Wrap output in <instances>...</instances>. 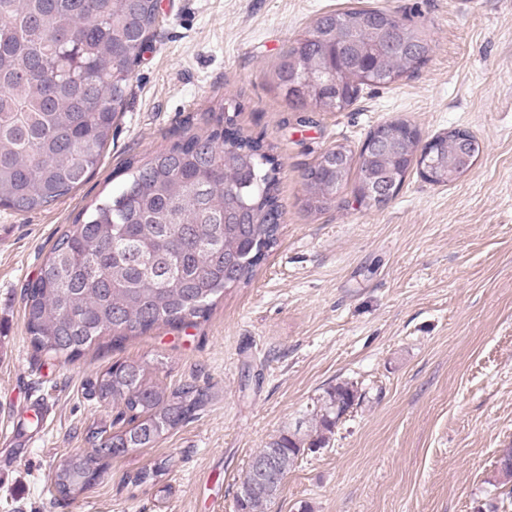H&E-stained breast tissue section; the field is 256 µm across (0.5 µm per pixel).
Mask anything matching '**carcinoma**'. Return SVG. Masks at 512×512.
<instances>
[{"mask_svg":"<svg viewBox=\"0 0 512 512\" xmlns=\"http://www.w3.org/2000/svg\"><path fill=\"white\" fill-rule=\"evenodd\" d=\"M159 21L157 0H0V206L42 210L88 181L112 128L125 112L132 75ZM433 52L422 27L383 8L327 11L280 55L273 77L288 98L318 112H341L365 86L399 81ZM408 122L376 127L384 150H326L302 177L307 210L336 204L380 174L402 187L423 146ZM437 136V179L447 185L469 170L458 140ZM341 153L344 163L330 157ZM281 163L263 135L248 134L225 111L212 112L201 133H184L147 160L130 159L121 189L81 213L53 244L38 276L23 287L29 343L37 354L73 364L101 337L120 344L164 325L207 321L217 299L247 285L277 246L283 219ZM86 395L117 410L86 431L90 450L72 453L52 476L73 501L111 459L152 448L192 418L207 395L191 384L149 385L138 361L112 364L89 377ZM352 382L327 388L309 429L281 433L251 459L236 495L237 512H266L288 473L307 451L325 447L358 404ZM502 485L512 484V448L497 460ZM165 462L134 474L157 483Z\"/></svg>","mask_w":512,"mask_h":512,"instance_id":"cac0c4a2","label":"carcinoma"}]
</instances>
